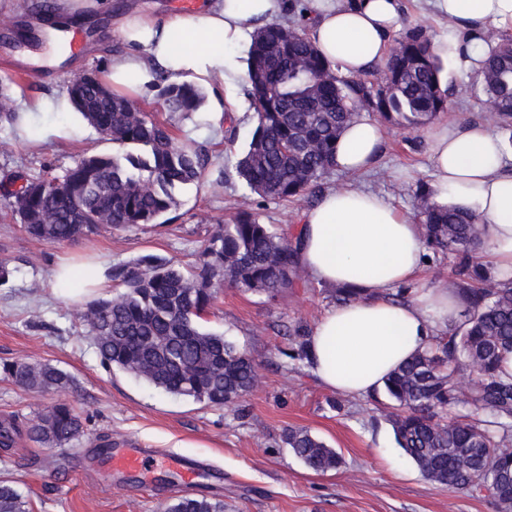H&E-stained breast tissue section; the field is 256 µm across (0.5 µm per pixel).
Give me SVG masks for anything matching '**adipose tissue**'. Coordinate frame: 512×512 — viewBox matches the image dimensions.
Returning <instances> with one entry per match:
<instances>
[{
    "mask_svg": "<svg viewBox=\"0 0 512 512\" xmlns=\"http://www.w3.org/2000/svg\"><path fill=\"white\" fill-rule=\"evenodd\" d=\"M432 5L465 31L456 66L467 73L478 69L485 53L481 31L512 30V0ZM286 8L285 0H202L191 11L164 18L130 8L118 20L126 49L109 57L103 77L118 92L140 91L160 72L198 86L223 84L226 51L250 42L255 29ZM402 12V0H309L308 36L341 73L363 74L388 55ZM381 137L374 120H355L339 139L337 168L372 169ZM429 155L438 201L478 217L485 264L496 281H511L512 153L489 124L452 122L430 133ZM296 242L299 264L314 281L362 294L326 311L307 338V363L329 390L372 394L459 318L455 285L418 286L426 264L422 227L384 195L357 186L323 190L303 212ZM409 283L416 286L413 298L393 302L391 291Z\"/></svg>",
    "mask_w": 512,
    "mask_h": 512,
    "instance_id": "1",
    "label": "adipose tissue"
}]
</instances>
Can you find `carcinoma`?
<instances>
[{
  "instance_id": "cac0c4a2",
  "label": "carcinoma",
  "mask_w": 512,
  "mask_h": 512,
  "mask_svg": "<svg viewBox=\"0 0 512 512\" xmlns=\"http://www.w3.org/2000/svg\"><path fill=\"white\" fill-rule=\"evenodd\" d=\"M32 15L50 26L55 0H36ZM480 61L481 90L488 118L512 132V37L487 31ZM441 67L421 29L397 41L382 83L338 77L337 69L296 25L272 21L252 35L246 61L248 95L256 125L237 173L264 198L290 202L321 189L336 169L338 140L366 106L382 120L416 131L448 112ZM100 80L80 85L75 111L99 135L125 148L121 155L82 154L72 165L44 166L38 174L14 173L0 182L16 221L45 244L76 241L103 226L158 224L177 205L176 192L198 183L210 165L208 151L172 135L171 119L199 111L204 96L194 85L158 74L160 121L128 96L101 92ZM426 248L452 261L464 300L462 321L439 336L386 379L384 391L398 444L422 474L444 489L465 490L512 512V374L503 361L512 355V281L491 288L479 252L477 217L442 205L432 193H416ZM112 278L124 291L90 303L83 321L102 362L167 393L226 406L255 384L252 355L202 329L199 319L217 298L212 280L246 291L274 295L300 278L296 246L272 231L259 215L240 211L201 251L196 265L182 267L153 255L120 268ZM338 305L360 293L340 286L330 291ZM469 371L466 390L452 383ZM15 385L36 392H63L71 377L51 363L17 361L0 368ZM45 447L61 448L84 433L81 416L55 403L20 429L0 424V448L13 447L20 433ZM312 470L336 469V451L303 428L286 437ZM0 512H26L19 491L0 481ZM166 512H224L219 498L180 497Z\"/></svg>"
}]
</instances>
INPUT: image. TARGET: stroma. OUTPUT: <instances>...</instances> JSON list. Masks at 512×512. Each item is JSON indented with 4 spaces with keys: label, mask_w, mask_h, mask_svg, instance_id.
I'll use <instances>...</instances> for the list:
<instances>
[{
    "label": "stroma",
    "mask_w": 512,
    "mask_h": 512,
    "mask_svg": "<svg viewBox=\"0 0 512 512\" xmlns=\"http://www.w3.org/2000/svg\"><path fill=\"white\" fill-rule=\"evenodd\" d=\"M400 27L423 29L430 40L442 42L456 33L429 0H404ZM48 50L44 42L0 45V82H10L11 99L66 90L78 73L106 62L82 47L65 67L33 63V56ZM441 61L455 121L484 120L477 76L458 70L453 53ZM211 95L223 101V111L204 106L193 118L175 123V136L203 146L211 163L200 183L178 192L166 223L104 227L85 239L48 245L31 239L0 198V258L15 269L8 282H0V365L48 362L73 380L68 391L56 394L28 391L0 377V423L26 425L62 400L82 414L86 426L82 438L63 448L18 435L11 450H0V481L22 494L27 512H165L173 499L188 494L219 497L224 512H498L490 499L427 480L399 448L372 396H344L317 381L291 331H311L334 302L327 287L308 275H301L296 288L274 296L224 288L202 317L204 329L246 349L257 364L256 386L234 404L218 407L169 394L101 362L82 320L85 302L63 299L52 289L51 272L60 259L97 252L106 256L109 273L146 255L186 267L238 211L257 213L277 233L291 237L301 212L313 203L308 196L274 202L244 186L236 164L255 127L247 84L237 72ZM38 124L68 127L70 135L18 139L0 126V178L17 171L33 174L46 163L67 167L87 152L120 151L69 112L41 114ZM231 126L237 130L232 140L226 135ZM382 129L381 153L369 172L336 170L324 185L378 192L414 215L416 192L432 183L429 132L410 134L388 123ZM294 427L335 448L341 466L327 472L308 468L284 442ZM103 448H147L160 457L150 470L120 473L100 456ZM176 458L198 467L193 486L173 468Z\"/></svg>",
    "instance_id": "35a3bbf8"
}]
</instances>
